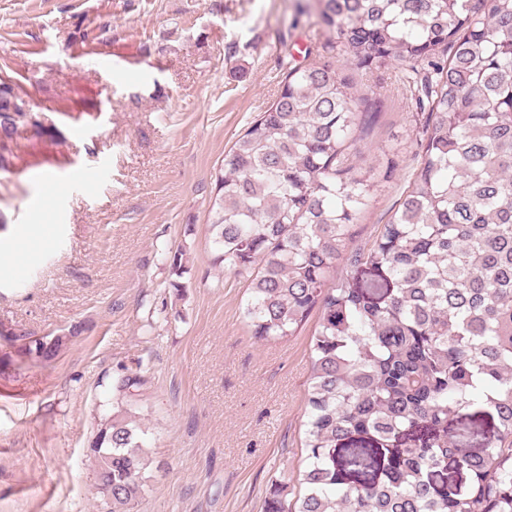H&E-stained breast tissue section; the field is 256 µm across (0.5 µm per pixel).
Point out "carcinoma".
<instances>
[{
	"label": "carcinoma",
	"mask_w": 512,
	"mask_h": 512,
	"mask_svg": "<svg viewBox=\"0 0 512 512\" xmlns=\"http://www.w3.org/2000/svg\"><path fill=\"white\" fill-rule=\"evenodd\" d=\"M330 51L425 71L417 173L373 245L336 264L391 171L354 163L372 100L329 63L291 70L224 154L210 201L214 264L251 275L252 336H293L312 314L301 474L265 512H512V0H318ZM448 54L447 61L440 56ZM25 109L0 83V131ZM81 330L21 346L41 362ZM136 372L114 384L142 386ZM481 418L479 448L451 429ZM129 412L88 452L111 512H132L148 458Z\"/></svg>",
	"instance_id": "obj_1"
}]
</instances>
